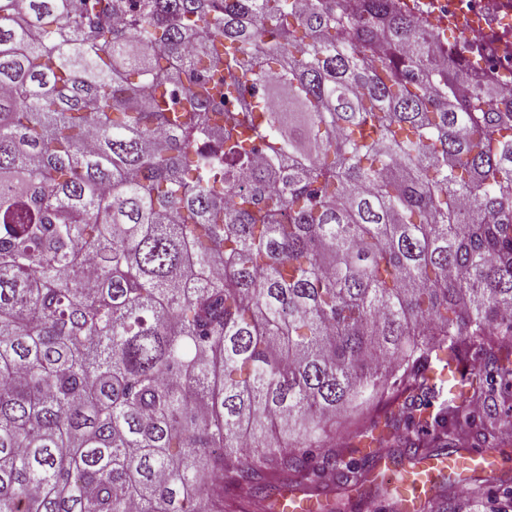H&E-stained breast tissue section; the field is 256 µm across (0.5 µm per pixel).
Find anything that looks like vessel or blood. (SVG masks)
<instances>
[{"mask_svg":"<svg viewBox=\"0 0 512 512\" xmlns=\"http://www.w3.org/2000/svg\"><path fill=\"white\" fill-rule=\"evenodd\" d=\"M497 464L496 454L487 449L475 450L465 456L433 460L417 469L401 472L397 494L404 504L411 505L427 496L437 470L445 467L462 471L472 468L491 469ZM280 504L281 512H320L317 499L300 492L282 495Z\"/></svg>","mask_w":512,"mask_h":512,"instance_id":"1","label":"vessel or blood"}]
</instances>
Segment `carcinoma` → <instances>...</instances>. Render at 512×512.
Here are the masks:
<instances>
[{
  "instance_id": "carcinoma-1",
  "label": "carcinoma",
  "mask_w": 512,
  "mask_h": 512,
  "mask_svg": "<svg viewBox=\"0 0 512 512\" xmlns=\"http://www.w3.org/2000/svg\"><path fill=\"white\" fill-rule=\"evenodd\" d=\"M473 67L401 0H0V512H273L380 360L399 441L492 415L512 88Z\"/></svg>"
}]
</instances>
